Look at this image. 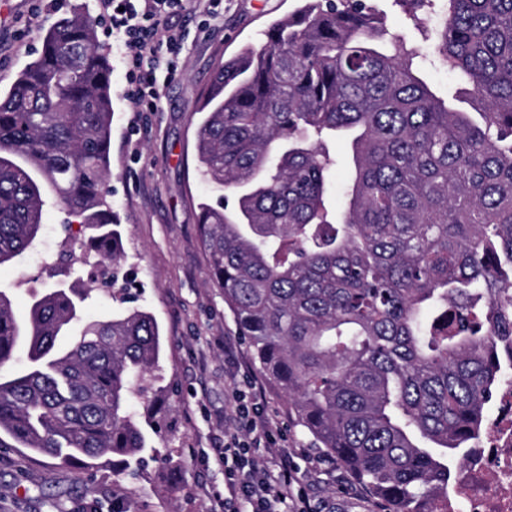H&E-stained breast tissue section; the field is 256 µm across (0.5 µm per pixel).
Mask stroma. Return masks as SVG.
Wrapping results in <instances>:
<instances>
[{"label": "stroma", "mask_w": 512, "mask_h": 512, "mask_svg": "<svg viewBox=\"0 0 512 512\" xmlns=\"http://www.w3.org/2000/svg\"><path fill=\"white\" fill-rule=\"evenodd\" d=\"M302 0H222L217 26L201 27L193 9L168 24L185 30L181 73L164 91L157 112H136L125 100L124 69L112 66L110 178L112 211L124 249L121 263L136 307L151 312L163 348L154 408L133 404L149 446L159 460L138 476L120 479L111 466L63 467L23 448H0V512H208L224 492V388L232 377L258 378L264 404L281 429L282 449L299 469L298 487L323 512H384L348 472L304 434L288 412V397L262 378L246 342L238 336L200 242L195 214L200 202L216 203L213 186L199 177L198 108L218 62L261 46L270 24ZM391 34L421 45L423 80L440 97L457 88L453 73L434 54L398 0H372ZM99 12L98 0H0V91L34 59L45 30L71 11ZM62 214L48 210L41 238L17 263L0 267V285L11 288L13 307L24 314L34 295L54 284ZM238 350L237 368L224 362V341Z\"/></svg>", "instance_id": "stroma-1"}]
</instances>
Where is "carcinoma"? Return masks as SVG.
Listing matches in <instances>:
<instances>
[{"label":"carcinoma","mask_w":512,"mask_h":512,"mask_svg":"<svg viewBox=\"0 0 512 512\" xmlns=\"http://www.w3.org/2000/svg\"><path fill=\"white\" fill-rule=\"evenodd\" d=\"M433 50L466 85L444 101L368 0H306L218 63L197 167L214 284L291 415L387 512H448L450 460L512 368V0H442ZM112 60L90 15L53 23L0 93V266L50 205L93 232L102 277L54 283L26 316L0 289V448L93 468L144 463L132 399L161 351L151 313L85 319L120 278L109 200ZM349 139L345 205L328 142ZM234 203H229V197ZM65 249L60 271L88 262Z\"/></svg>","instance_id":"carcinoma-1"}]
</instances>
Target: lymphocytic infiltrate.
Masks as SVG:
<instances>
[{
	"mask_svg": "<svg viewBox=\"0 0 512 512\" xmlns=\"http://www.w3.org/2000/svg\"><path fill=\"white\" fill-rule=\"evenodd\" d=\"M220 0H101L97 22L125 69L123 95L135 111L155 112L160 91L178 74L185 46L183 31L166 26L168 14L193 5L218 19ZM279 430L266 412L254 383L232 385L224 413V493L209 512H318L304 493L290 494L298 470L287 452L277 450ZM268 449L264 459L252 451Z\"/></svg>",
	"mask_w": 512,
	"mask_h": 512,
	"instance_id": "f902f5d3",
	"label": "lymphocytic infiltrate"
}]
</instances>
